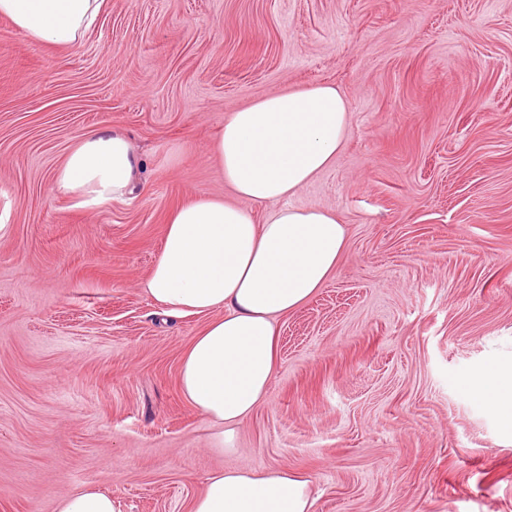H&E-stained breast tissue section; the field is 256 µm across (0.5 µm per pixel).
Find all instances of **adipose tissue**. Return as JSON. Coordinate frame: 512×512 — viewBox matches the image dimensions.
<instances>
[{"label":"adipose tissue","mask_w":512,"mask_h":512,"mask_svg":"<svg viewBox=\"0 0 512 512\" xmlns=\"http://www.w3.org/2000/svg\"><path fill=\"white\" fill-rule=\"evenodd\" d=\"M106 0H0V16L34 40L75 47ZM347 101L332 84L278 92L232 112L214 150L234 202L202 194L165 226L142 289L174 317L209 315L182 356L180 388L221 428L217 447L262 402L277 359V320L303 305L335 272L346 231L335 215L287 200L341 153ZM141 160L129 139L101 129L83 136L51 190L95 211L130 194ZM270 210L257 219L254 205ZM471 395L512 430V368L468 381ZM309 483L281 468L219 471L190 512H312Z\"/></svg>","instance_id":"ef3b65f1"}]
</instances>
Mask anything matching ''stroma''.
<instances>
[{"label":"stroma","instance_id":"stroma-1","mask_svg":"<svg viewBox=\"0 0 512 512\" xmlns=\"http://www.w3.org/2000/svg\"><path fill=\"white\" fill-rule=\"evenodd\" d=\"M331 83L335 164L289 197L345 251L280 318L267 394L219 452L182 396L206 316L142 291L171 214L229 197L225 118ZM125 134L131 198L51 185L82 136ZM0 512L87 485L116 512H190L228 468H285L312 512H512V433L464 388L512 364V0H106L83 43L0 18Z\"/></svg>","mask_w":512,"mask_h":512}]
</instances>
